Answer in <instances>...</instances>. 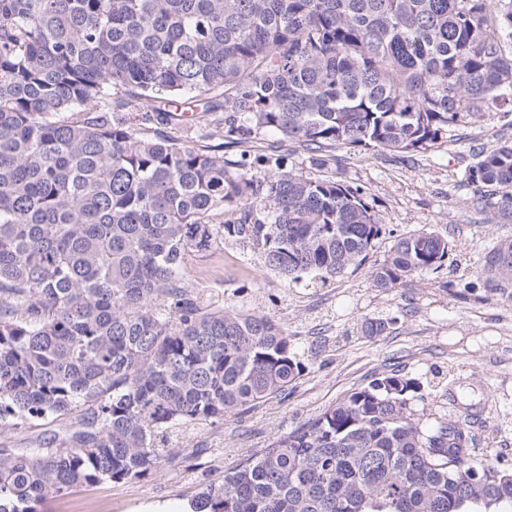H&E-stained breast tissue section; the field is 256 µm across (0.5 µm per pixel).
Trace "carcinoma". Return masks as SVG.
Segmentation results:
<instances>
[{"instance_id":"carcinoma-1","label":"carcinoma","mask_w":512,"mask_h":512,"mask_svg":"<svg viewBox=\"0 0 512 512\" xmlns=\"http://www.w3.org/2000/svg\"><path fill=\"white\" fill-rule=\"evenodd\" d=\"M197 139L144 132L182 123ZM512 108V0H0V436L78 413L44 447L0 446V512L180 463L168 430L256 407L303 372L288 332L188 286L189 261L239 244L285 283L359 269L382 234L360 187L248 177L208 141L267 133L425 151ZM512 224V137L466 168ZM422 227L372 271L440 269ZM482 273L512 281V240ZM392 320L369 318L366 336ZM415 379L357 388L203 486L185 512H512V469L452 418L413 417Z\"/></svg>"}]
</instances>
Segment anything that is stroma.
Returning <instances> with one entry per match:
<instances>
[{
	"instance_id": "1",
	"label": "stroma",
	"mask_w": 512,
	"mask_h": 512,
	"mask_svg": "<svg viewBox=\"0 0 512 512\" xmlns=\"http://www.w3.org/2000/svg\"><path fill=\"white\" fill-rule=\"evenodd\" d=\"M512 134V114L486 113L455 128L448 142L393 155L336 147L318 167L294 142L268 135L224 147L225 158L247 156L264 179L284 168L330 177L364 189L383 226L365 263L327 285L284 284L256 254L235 244L193 258L185 279L217 305L261 312L291 335L301 376L287 391L222 423L171 429L183 462L142 480L102 482L49 499L43 512H183L187 499L228 468L267 447L372 379L399 372L421 381L410 407L431 422L453 415L465 423L476 450L494 449L512 466V287L487 285L485 253L512 240V224L484 221L472 205L465 170L480 152ZM447 236L451 251L438 272L378 289L372 272L397 236L421 226ZM366 318L390 319L389 329L364 336Z\"/></svg>"
}]
</instances>
